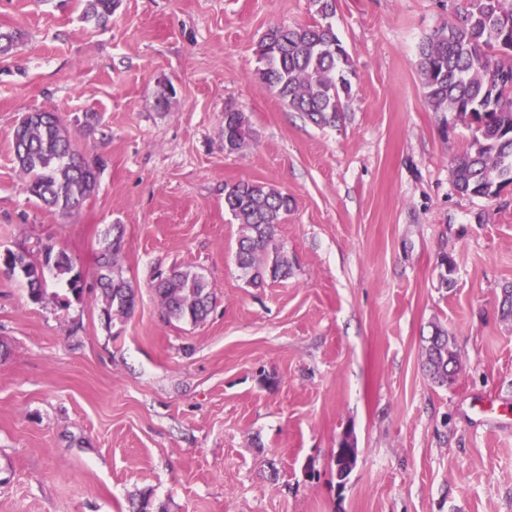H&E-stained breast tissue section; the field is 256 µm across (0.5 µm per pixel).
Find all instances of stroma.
I'll use <instances>...</instances> for the list:
<instances>
[{"label": "stroma", "instance_id": "1", "mask_svg": "<svg viewBox=\"0 0 512 512\" xmlns=\"http://www.w3.org/2000/svg\"><path fill=\"white\" fill-rule=\"evenodd\" d=\"M310 19L308 0H119L102 28L77 0H0L18 38L0 53V253L53 246L87 286L65 304L49 279L35 304L0 274V512H129L144 490L168 512H512V189L457 192L471 131L428 107L416 69L450 2L336 0L354 97L325 128L255 77L267 26ZM33 110L102 162L71 213L29 196L14 161ZM230 111L253 127L232 154ZM239 180L294 199L288 279L255 288L236 265ZM116 224L137 298L107 321L97 256ZM174 269L210 282L203 323L165 320L152 286ZM437 325L459 354L445 386L424 367Z\"/></svg>", "mask_w": 512, "mask_h": 512}]
</instances>
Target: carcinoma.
Here are the masks:
<instances>
[{
	"instance_id": "1",
	"label": "carcinoma",
	"mask_w": 512,
	"mask_h": 512,
	"mask_svg": "<svg viewBox=\"0 0 512 512\" xmlns=\"http://www.w3.org/2000/svg\"><path fill=\"white\" fill-rule=\"evenodd\" d=\"M83 16L106 24L118 0H84ZM312 21L294 27L269 26L256 44L260 67L255 76L290 109L304 114L320 127H334L353 98L345 76L349 53L330 19L336 0H309ZM512 15V0H463L456 21L425 38L418 47L417 67L424 99L434 112L488 113L486 126L475 133L454 161V184L463 195L487 198L496 185L512 183V66L500 61L499 27ZM253 129L243 112L224 113V150L243 149ZM12 148L25 180L27 193L61 213L80 207L97 188L100 162L85 159L74 147L73 136L56 112L37 110L21 118L14 128ZM293 207L288 194L263 183L240 180L224 184V208L241 225L236 263L248 280L259 286L268 279L290 274L288 260L276 242L277 225ZM124 229L112 225V237L100 254L101 312L107 320L129 315L136 303L132 286L115 270V257L123 247ZM0 266L22 277L29 298L40 303L47 296L46 274L65 282L76 299L83 297L82 272L63 251L48 245L34 259L23 253L0 254ZM155 293L167 320L193 324L210 314L214 293L204 276L174 271L158 278ZM459 355L448 330L434 327L426 338L425 368L434 382L448 383V369ZM357 455L334 460L338 485L344 486ZM132 512H165L152 494L141 492Z\"/></svg>"
}]
</instances>
